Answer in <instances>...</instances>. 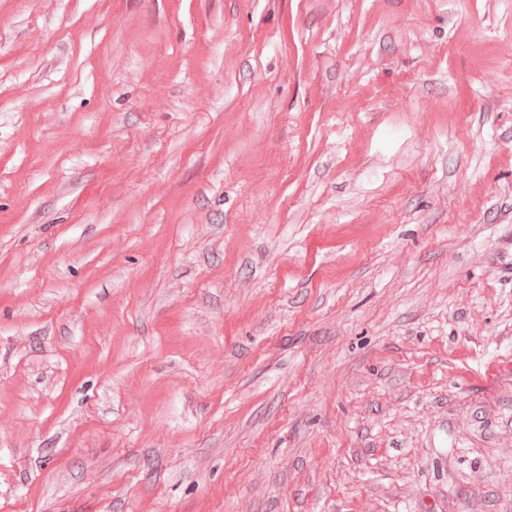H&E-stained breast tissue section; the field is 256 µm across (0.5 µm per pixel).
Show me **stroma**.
Listing matches in <instances>:
<instances>
[{
	"instance_id": "stroma-1",
	"label": "stroma",
	"mask_w": 512,
	"mask_h": 512,
	"mask_svg": "<svg viewBox=\"0 0 512 512\" xmlns=\"http://www.w3.org/2000/svg\"><path fill=\"white\" fill-rule=\"evenodd\" d=\"M0 512H512V0H0Z\"/></svg>"
}]
</instances>
